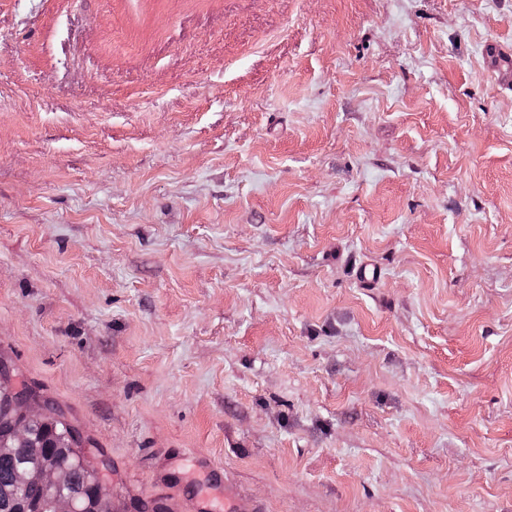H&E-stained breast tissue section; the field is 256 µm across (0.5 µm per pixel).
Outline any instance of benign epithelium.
<instances>
[{
    "label": "benign epithelium",
    "mask_w": 512,
    "mask_h": 512,
    "mask_svg": "<svg viewBox=\"0 0 512 512\" xmlns=\"http://www.w3.org/2000/svg\"><path fill=\"white\" fill-rule=\"evenodd\" d=\"M11 397L9 414L13 425L0 435L1 456H9L17 448L42 447L35 432L37 417L34 410L22 405L16 393H11ZM88 472L94 496L86 506L66 493L69 467L52 452L44 453L35 468L17 473L9 492L19 506L18 512H112V492L98 479L93 469H88Z\"/></svg>",
    "instance_id": "obj_1"
}]
</instances>
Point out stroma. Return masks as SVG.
I'll return each mask as SVG.
<instances>
[{
  "label": "stroma",
  "instance_id": "1",
  "mask_svg": "<svg viewBox=\"0 0 512 512\" xmlns=\"http://www.w3.org/2000/svg\"><path fill=\"white\" fill-rule=\"evenodd\" d=\"M512 0H0V358L114 512H512ZM486 56L492 62L493 69L503 77L512 72V47L490 44L485 50Z\"/></svg>",
  "mask_w": 512,
  "mask_h": 512
}]
</instances>
